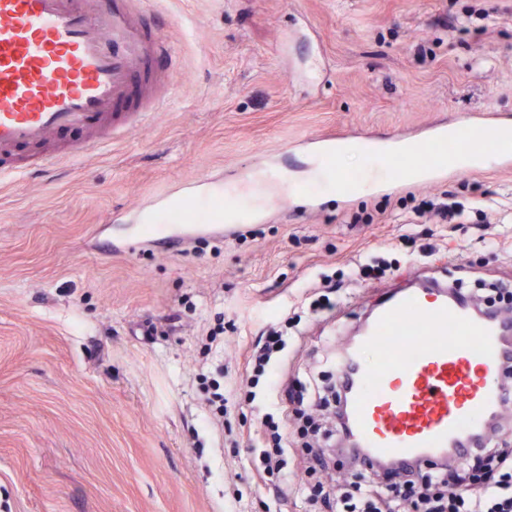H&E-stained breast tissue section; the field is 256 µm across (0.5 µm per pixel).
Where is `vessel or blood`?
<instances>
[{
  "instance_id": "obj_1",
  "label": "vessel or blood",
  "mask_w": 512,
  "mask_h": 512,
  "mask_svg": "<svg viewBox=\"0 0 512 512\" xmlns=\"http://www.w3.org/2000/svg\"><path fill=\"white\" fill-rule=\"evenodd\" d=\"M0 0V175L21 177V147H39L78 130L82 140L35 162L45 170L71 162L131 133L163 111L177 86L175 74L153 60L174 57L163 30L141 22L132 0ZM466 124L441 131L402 153L385 155L395 180L418 171L466 169L480 151ZM183 200L187 230L223 231L243 219L226 201L219 217L196 212L195 192ZM506 326L475 316L445 291L406 288L372 309L368 325L342 351L354 366L346 424L372 462L427 465L447 454L466 456L487 434L491 417L512 407L501 372Z\"/></svg>"
}]
</instances>
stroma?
Masks as SVG:
<instances>
[{"label": "stroma", "instance_id": "stroma-1", "mask_svg": "<svg viewBox=\"0 0 512 512\" xmlns=\"http://www.w3.org/2000/svg\"><path fill=\"white\" fill-rule=\"evenodd\" d=\"M143 9L178 54L167 109L76 162L0 180V512H321L301 491L299 437L286 476L272 478L288 485L282 504L256 484L257 454L229 441L265 411L241 389L247 349L266 323L296 318L280 368L303 379L393 291L438 283L480 300L512 289V162L390 189L386 169L345 195L310 140L411 142L469 120L512 123V0ZM266 169L287 190L258 193L248 176ZM193 179L237 194L252 221L175 251H101L144 215L166 216ZM412 194L448 196L467 218H415ZM356 256L392 270L350 286L334 314L311 313L312 289ZM219 367L233 387L220 430L200 379Z\"/></svg>", "mask_w": 512, "mask_h": 512}]
</instances>
